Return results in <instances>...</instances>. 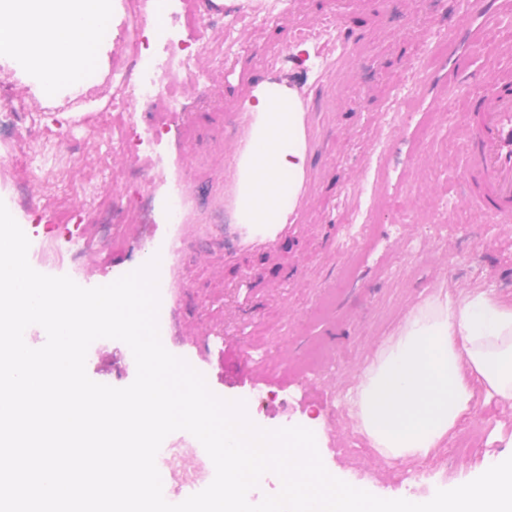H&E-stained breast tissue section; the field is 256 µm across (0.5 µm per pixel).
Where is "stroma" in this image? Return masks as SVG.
I'll use <instances>...</instances> for the list:
<instances>
[{"label":"stroma","instance_id":"1","mask_svg":"<svg viewBox=\"0 0 512 512\" xmlns=\"http://www.w3.org/2000/svg\"><path fill=\"white\" fill-rule=\"evenodd\" d=\"M388 30L371 38L348 62L346 83L331 95L322 118L324 150L311 158L316 188L308 222L285 241L278 261L259 252L224 256L216 189L224 174L223 76L199 79L176 112L156 126L140 104L128 137L138 157L120 158L116 172L99 169L112 132L104 126L114 99L126 88L109 77L112 61L139 77L140 55L163 57L167 40L187 52L222 56L223 42L204 36L169 0L157 35L149 15L134 16L126 0H112V32L98 43L93 67L98 91L82 101L68 90L27 93L14 61L0 57V87L21 94L38 112L35 138L42 177L24 195L14 189L24 153L0 142V201L18 223L39 237L66 227L45 208L68 196L85 234L96 214L74 177L83 167L101 185L117 184L114 211L133 206L155 184L161 204L180 185L191 188L186 208L201 232L185 247L180 268L188 288L166 301L182 331L164 347L202 373L210 390L246 403L249 419L264 429H318L317 447L330 474L373 495H425L469 482L500 456H512V408L474 397L475 414L461 420L428 456L384 458L358 427L350 398L363 370L395 336L409 312L439 289L484 288L512 302V223L497 224L470 210L462 181L456 120L462 92L448 85L457 72L469 89L512 74V7L494 18L471 16L448 0H373ZM415 83L414 95L398 89ZM379 87L387 103L366 97ZM196 120L199 137L185 143L182 129ZM358 176L362 193L346 198L343 177ZM140 244L98 242L80 277L85 288L109 284L136 268ZM122 341L99 339L88 350L86 371L99 383L122 388L136 376Z\"/></svg>","mask_w":512,"mask_h":512}]
</instances>
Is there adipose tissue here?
Listing matches in <instances>:
<instances>
[{
	"instance_id": "adipose-tissue-1",
	"label": "adipose tissue",
	"mask_w": 512,
	"mask_h": 512,
	"mask_svg": "<svg viewBox=\"0 0 512 512\" xmlns=\"http://www.w3.org/2000/svg\"><path fill=\"white\" fill-rule=\"evenodd\" d=\"M0 56L56 90L91 62L110 32L108 0H0ZM512 407V306L489 290L438 292L415 307L368 366L357 388L361 430L388 458L427 455L474 411V393Z\"/></svg>"
}]
</instances>
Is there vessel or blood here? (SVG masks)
I'll list each match as a JSON object with an SVG mask.
<instances>
[{
	"label": "vessel or blood",
	"mask_w": 512,
	"mask_h": 512,
	"mask_svg": "<svg viewBox=\"0 0 512 512\" xmlns=\"http://www.w3.org/2000/svg\"><path fill=\"white\" fill-rule=\"evenodd\" d=\"M268 21L287 30L283 47L267 58L262 75L240 65L239 52L224 55V71L235 75V93L224 101L230 137L224 146V224L246 247L277 256L282 238L306 222L314 172L305 157L319 152L321 103L327 102L347 60L362 48L368 30L384 31L380 12H366V0L353 9L365 13L364 27L345 15L335 25L311 15L306 0H268ZM463 180L471 207L500 223L512 222V78H494L485 92L468 97L458 125ZM290 148L295 166L276 158ZM193 233L177 224L166 242L159 283L173 285L169 259L182 251Z\"/></svg>",
	"instance_id": "vessel-or-blood-1"
}]
</instances>
